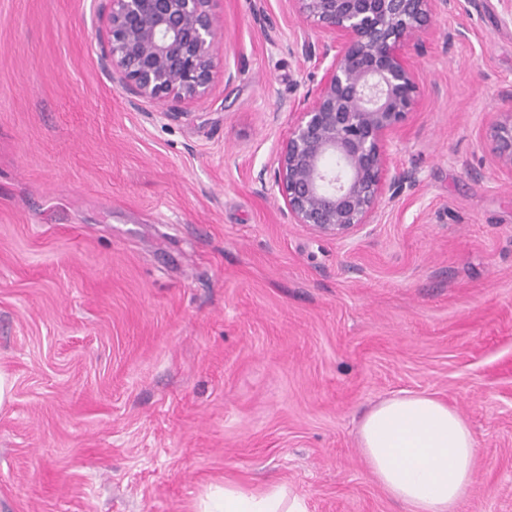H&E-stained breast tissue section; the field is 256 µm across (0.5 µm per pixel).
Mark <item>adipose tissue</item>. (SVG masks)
Masks as SVG:
<instances>
[{
  "label": "adipose tissue",
  "instance_id": "adipose-tissue-1",
  "mask_svg": "<svg viewBox=\"0 0 512 512\" xmlns=\"http://www.w3.org/2000/svg\"><path fill=\"white\" fill-rule=\"evenodd\" d=\"M359 439L370 473L407 512H456L471 485L476 447L455 410L424 394L387 398L364 415ZM199 512H308V505L271 483L211 489Z\"/></svg>",
  "mask_w": 512,
  "mask_h": 512
}]
</instances>
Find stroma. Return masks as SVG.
I'll return each instance as SVG.
<instances>
[{
	"mask_svg": "<svg viewBox=\"0 0 512 512\" xmlns=\"http://www.w3.org/2000/svg\"><path fill=\"white\" fill-rule=\"evenodd\" d=\"M208 93L166 116L102 64L93 0H0V512H195L286 484L309 512H406L357 428L429 394L470 426L458 512H512V0H448L387 139L373 224L292 223L274 184L321 32L217 0ZM236 76L225 84V72ZM490 152L512 171V113L495 124L489 141Z\"/></svg>",
	"mask_w": 512,
	"mask_h": 512,
	"instance_id": "35a3bbf8",
	"label": "stroma"
}]
</instances>
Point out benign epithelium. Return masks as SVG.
Listing matches in <instances>:
<instances>
[{
	"label": "benign epithelium",
	"mask_w": 512,
	"mask_h": 512,
	"mask_svg": "<svg viewBox=\"0 0 512 512\" xmlns=\"http://www.w3.org/2000/svg\"><path fill=\"white\" fill-rule=\"evenodd\" d=\"M217 0H108L106 66L132 95L179 104L205 95L215 61ZM447 0H289L327 34L301 54L323 71L293 109L275 150V184L288 216L336 239L373 223L389 156L387 136L416 104L411 53ZM490 152L512 170V113L495 124Z\"/></svg>",
	"instance_id": "7a95c632"
}]
</instances>
